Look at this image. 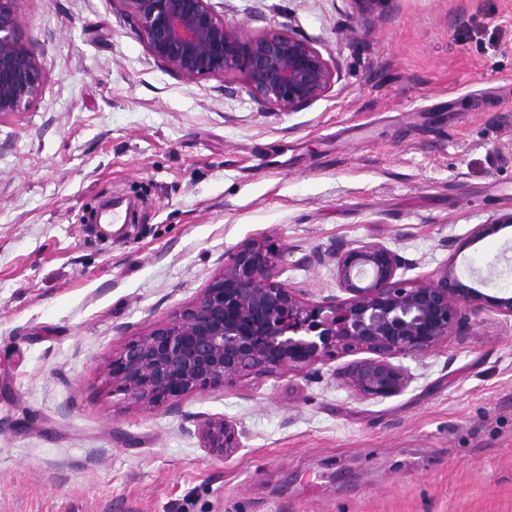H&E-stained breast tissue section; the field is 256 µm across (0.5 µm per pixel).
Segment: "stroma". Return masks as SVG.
Returning <instances> with one entry per match:
<instances>
[{"instance_id":"obj_1","label":"stroma","mask_w":512,"mask_h":512,"mask_svg":"<svg viewBox=\"0 0 512 512\" xmlns=\"http://www.w3.org/2000/svg\"><path fill=\"white\" fill-rule=\"evenodd\" d=\"M211 4L307 38L329 88L282 112L243 76L166 70L118 0H14L45 80L0 114V512H512V318L488 309L385 399L342 386L344 357L173 412L113 390L125 338L265 236L311 302L342 294L308 260L341 241L512 295V224L472 238L512 212V0ZM109 196L138 202L119 236L93 220ZM211 417L243 431L234 456L204 448Z\"/></svg>"}]
</instances>
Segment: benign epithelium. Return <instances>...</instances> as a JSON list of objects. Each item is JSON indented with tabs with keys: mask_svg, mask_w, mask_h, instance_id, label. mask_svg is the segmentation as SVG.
I'll list each match as a JSON object with an SVG mask.
<instances>
[{
	"mask_svg": "<svg viewBox=\"0 0 512 512\" xmlns=\"http://www.w3.org/2000/svg\"><path fill=\"white\" fill-rule=\"evenodd\" d=\"M13 0H0V113L36 99L43 72L23 43ZM150 55L187 80L244 75L258 101L297 111L330 86L332 71L311 42L270 29L247 37L218 17L209 0H118ZM285 250L268 238L224 255V269L187 307L150 330L125 339L112 358V387L149 409H175L188 395L282 370L310 379L315 366L366 353L340 373L357 394L388 398L409 374L393 360L422 356L452 334L471 328L485 305L512 317V296L487 297L443 267L418 280L399 274L406 261L379 242L338 243L306 261L336 262L343 300L309 302L280 280ZM203 447L226 459L243 447L236 423L208 418L199 425Z\"/></svg>",
	"mask_w": 512,
	"mask_h": 512,
	"instance_id": "7a95c632",
	"label": "benign epithelium"
}]
</instances>
